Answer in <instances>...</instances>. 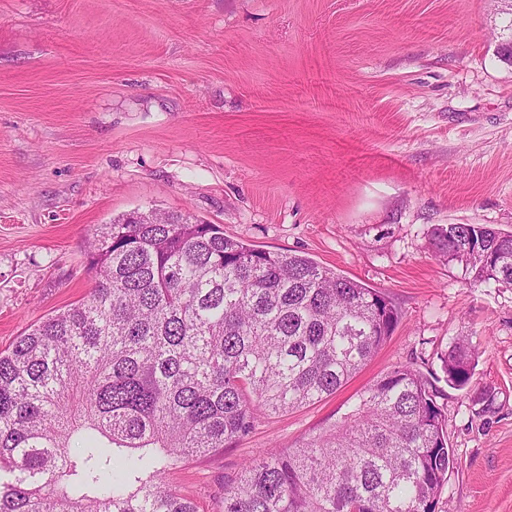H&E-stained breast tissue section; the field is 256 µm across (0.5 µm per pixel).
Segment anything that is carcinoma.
Listing matches in <instances>:
<instances>
[{
	"instance_id": "cac0c4a2",
	"label": "carcinoma",
	"mask_w": 512,
	"mask_h": 512,
	"mask_svg": "<svg viewBox=\"0 0 512 512\" xmlns=\"http://www.w3.org/2000/svg\"><path fill=\"white\" fill-rule=\"evenodd\" d=\"M433 240L472 286H512V234L448 224ZM86 267L87 296L0 351V512H200L170 469L336 393L401 319L382 292L187 211L102 225ZM440 361L448 386L470 385L466 340ZM436 394L393 368L225 478L223 512H435L454 464Z\"/></svg>"
}]
</instances>
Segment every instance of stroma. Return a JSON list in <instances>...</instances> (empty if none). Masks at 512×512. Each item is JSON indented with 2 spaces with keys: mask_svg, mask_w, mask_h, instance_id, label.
<instances>
[{
  "mask_svg": "<svg viewBox=\"0 0 512 512\" xmlns=\"http://www.w3.org/2000/svg\"><path fill=\"white\" fill-rule=\"evenodd\" d=\"M494 0H0V350L88 293L84 249L136 210L308 256L382 291L393 334L336 394L166 476H224L327 426L393 367L439 372L455 463L435 512H512V288H474L440 224L512 233V66ZM439 359L448 386L463 390L470 385L476 367V353L465 339L449 346Z\"/></svg>",
  "mask_w": 512,
  "mask_h": 512,
  "instance_id": "1",
  "label": "stroma"
}]
</instances>
